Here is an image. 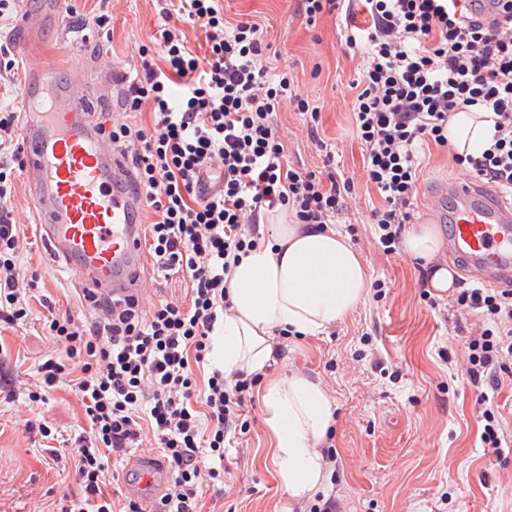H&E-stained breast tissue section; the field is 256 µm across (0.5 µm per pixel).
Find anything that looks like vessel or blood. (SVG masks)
<instances>
[{"mask_svg":"<svg viewBox=\"0 0 512 512\" xmlns=\"http://www.w3.org/2000/svg\"><path fill=\"white\" fill-rule=\"evenodd\" d=\"M70 83L55 85L33 71L22 90L28 108L22 130L25 176L49 261H65L82 288L96 295L142 291L141 194L124 158L92 124L100 100ZM432 209L448 227V253L488 288L512 286V201L473 178L439 182ZM132 493L158 496L170 472L151 454L129 461Z\"/></svg>","mask_w":512,"mask_h":512,"instance_id":"b4317fda","label":"vessel or blood"}]
</instances>
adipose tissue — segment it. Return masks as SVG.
<instances>
[{"instance_id": "obj_1", "label": "adipose tissue", "mask_w": 512, "mask_h": 512, "mask_svg": "<svg viewBox=\"0 0 512 512\" xmlns=\"http://www.w3.org/2000/svg\"><path fill=\"white\" fill-rule=\"evenodd\" d=\"M492 133V122L481 112H459L448 122V140L461 153L486 148ZM261 231L265 240L232 268L230 310L210 335L209 361L228 375L265 372L275 353V331L324 332L367 296L368 268L335 227L282 221L262 225ZM402 247L433 263L432 288L452 287V273L436 263L444 242L433 225H414ZM261 398L280 484L289 499L313 498L326 479L321 446L335 421L333 400L300 372L269 381Z\"/></svg>"}]
</instances>
